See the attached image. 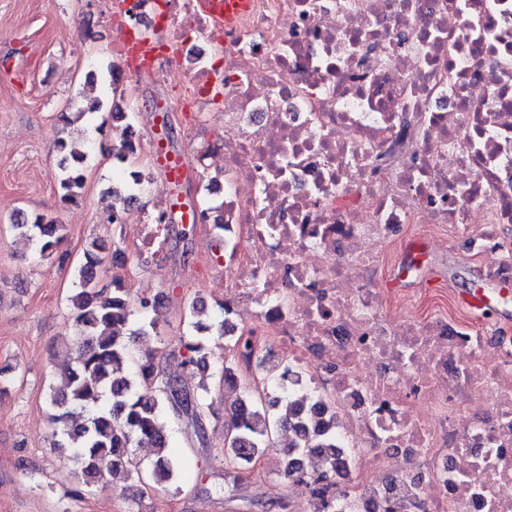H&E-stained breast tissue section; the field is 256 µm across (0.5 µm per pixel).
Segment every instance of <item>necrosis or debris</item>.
Returning a JSON list of instances; mask_svg holds the SVG:
<instances>
[{
	"label": "necrosis or debris",
	"instance_id": "4bbe7bcc",
	"mask_svg": "<svg viewBox=\"0 0 512 512\" xmlns=\"http://www.w3.org/2000/svg\"><path fill=\"white\" fill-rule=\"evenodd\" d=\"M229 40L199 0H118L117 51L190 63L198 105L224 87L227 335L239 368L288 374L348 450L323 512H512V339L398 319L366 278L413 224L512 262V0H251Z\"/></svg>",
	"mask_w": 512,
	"mask_h": 512
}]
</instances>
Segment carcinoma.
<instances>
[{"label":"carcinoma","instance_id":"obj_1","mask_svg":"<svg viewBox=\"0 0 512 512\" xmlns=\"http://www.w3.org/2000/svg\"><path fill=\"white\" fill-rule=\"evenodd\" d=\"M60 154L58 184L60 201H78L84 187L86 156L68 141L57 143ZM13 228L35 245V255L43 260L57 258L68 263L69 254L60 251L62 225L43 214H34L16 221ZM112 263L126 260L117 242L107 244L92 240L83 251L74 272L77 292L71 297L76 338L71 344L73 364L63 374L60 388L49 397L52 445L60 452L71 453L82 483L90 487L105 476L117 472L135 485L178 494V464L168 454L169 436L162 416L181 418L176 407L179 395L192 398L193 414L186 417L195 426L209 408L207 378L197 390L189 391L181 377L160 369L157 352L143 338L157 329L165 296L134 299L128 289L116 282L103 288L98 271L105 260ZM188 334L182 336L186 356L180 366L205 374L209 370L206 356L209 333L224 336V320L205 323L207 309L194 298L188 304ZM222 384L240 386L241 397L224 408V461L236 469H246L274 444L278 429L294 415L288 393L275 392L277 375L267 373L259 380L261 389L239 376L235 359L224 362L220 370ZM299 438L296 448L285 450L283 465L277 475L289 481L305 476L303 467L294 458L326 453L323 463L312 469L311 492L321 501L336 495L332 481L336 466L342 464L340 449L334 436L323 430L309 431L297 424ZM149 441L155 458L149 461L135 456V445Z\"/></svg>","mask_w":512,"mask_h":512}]
</instances>
